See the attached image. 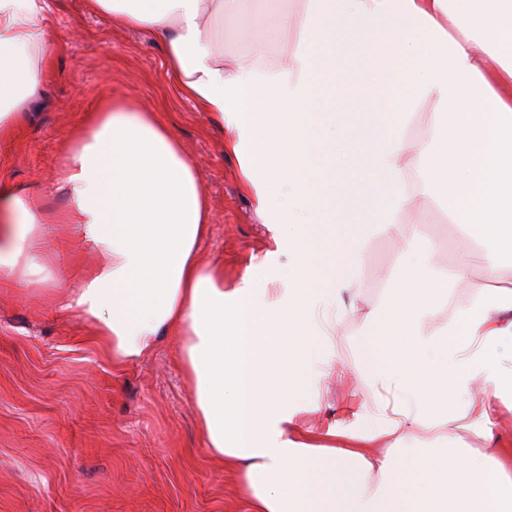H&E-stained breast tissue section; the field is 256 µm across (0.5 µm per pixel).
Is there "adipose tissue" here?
Segmentation results:
<instances>
[{
    "mask_svg": "<svg viewBox=\"0 0 512 512\" xmlns=\"http://www.w3.org/2000/svg\"><path fill=\"white\" fill-rule=\"evenodd\" d=\"M113 22L160 38L180 92L227 128L242 190L273 230L241 280L202 266L209 233L193 163L152 114L120 103L90 116L62 181L68 208L0 190V278L44 271L32 234L76 225L105 266L63 285L113 366L181 343L203 444L236 469L250 512H512V471L450 448L494 433L471 394L492 347L512 338V0H92ZM48 0H0V131L49 67ZM262 33L251 51L215 46V21ZM395 90L380 93L391 63ZM426 114L430 135L405 128ZM441 199L481 245L493 282L441 326L447 274L404 211ZM391 233L403 263L387 277L354 370L375 414L360 431L304 438L300 416L328 377L322 341L359 288L366 242ZM287 255V268L277 259ZM346 447H336L337 436ZM418 447H409L412 439Z\"/></svg>",
    "mask_w": 512,
    "mask_h": 512,
    "instance_id": "obj_1",
    "label": "adipose tissue"
}]
</instances>
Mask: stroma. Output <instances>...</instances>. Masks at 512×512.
<instances>
[{"mask_svg": "<svg viewBox=\"0 0 512 512\" xmlns=\"http://www.w3.org/2000/svg\"><path fill=\"white\" fill-rule=\"evenodd\" d=\"M48 38L54 54L38 94L0 139V187L21 189L51 210L66 208L60 178L74 135L107 100L155 113L193 158L211 206V233L199 247L202 263L224 266V285L242 277L250 256H263L269 233L238 183V163L224 151L225 130L186 99L169 72L161 42L113 25L89 0H49ZM440 246L437 272H464L491 281L482 261L460 267L476 244L450 223L444 205L427 200L407 210ZM54 259L47 280H0V512H248L236 477L216 467L203 448L193 387L183 377L178 341L163 337L156 351L120 369L98 351L84 321L63 309L57 281L102 265L69 224H39ZM402 259L391 234L371 237L362 252L354 313L336 325L329 347L338 375L318 395L304 429L364 427L352 419L369 392L347 376L369 313L383 299L384 276ZM512 369V344L498 346L476 380L481 398L498 408L499 444L475 433L469 447L490 453L512 448V412L501 408L492 374Z\"/></svg>", "mask_w": 512, "mask_h": 512, "instance_id": "obj_1", "label": "stroma"}]
</instances>
